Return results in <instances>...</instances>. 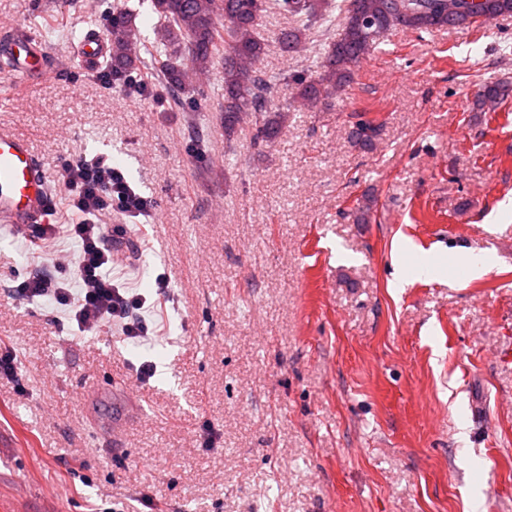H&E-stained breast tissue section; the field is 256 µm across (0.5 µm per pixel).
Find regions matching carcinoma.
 Returning a JSON list of instances; mask_svg holds the SVG:
<instances>
[{"instance_id":"carcinoma-1","label":"carcinoma","mask_w":512,"mask_h":512,"mask_svg":"<svg viewBox=\"0 0 512 512\" xmlns=\"http://www.w3.org/2000/svg\"><path fill=\"white\" fill-rule=\"evenodd\" d=\"M165 29L167 43L187 51L199 72L222 69L224 94L217 111L224 113V138L231 139L244 114L254 118L253 145L270 142L281 124L284 107L275 101L268 75L261 64L269 47L263 18L278 13L297 24L274 33L285 54L297 52L311 28L323 19L329 0H151ZM343 16L336 39L311 63L307 71L288 77L295 104H317L350 83L353 69L390 30L416 34L440 29H468L478 21L492 22L512 16V0H338ZM112 80L123 85L138 76L142 60L131 52L137 39L136 10L121 6L112 12ZM170 97L181 103L184 92L180 65L159 61ZM512 98V81L499 78L482 84L473 109L493 112ZM378 127L357 115L348 131L361 148L373 147Z\"/></svg>"}]
</instances>
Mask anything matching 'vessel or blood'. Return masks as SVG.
<instances>
[{
    "label": "vessel or blood",
    "instance_id": "b4317fda",
    "mask_svg": "<svg viewBox=\"0 0 512 512\" xmlns=\"http://www.w3.org/2000/svg\"><path fill=\"white\" fill-rule=\"evenodd\" d=\"M109 51L107 39L97 31L83 38L78 55L84 62H99ZM0 56L17 84L47 80L52 70L40 38L18 29L0 43ZM50 199V185L27 139L0 127V223L20 229L40 224Z\"/></svg>",
    "mask_w": 512,
    "mask_h": 512
}]
</instances>
